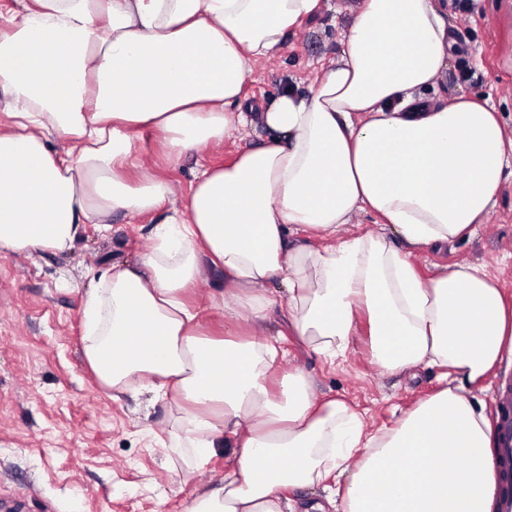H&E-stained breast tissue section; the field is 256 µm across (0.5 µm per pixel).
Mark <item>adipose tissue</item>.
<instances>
[{"instance_id": "1", "label": "adipose tissue", "mask_w": 512, "mask_h": 512, "mask_svg": "<svg viewBox=\"0 0 512 512\" xmlns=\"http://www.w3.org/2000/svg\"><path fill=\"white\" fill-rule=\"evenodd\" d=\"M19 3L0 28V254L63 253L84 225L165 211L151 252L100 271L84 355L112 394L173 396L171 451L202 466L230 449L187 512H287V491L332 479L345 482L329 488L335 512H493L498 441L467 388L512 357V299L483 268L426 280L386 236L346 230L368 212L410 245L445 246L487 222L512 176V136L488 101L419 97L452 49L436 0H361L310 93L258 114L244 107L248 60L275 54L320 0ZM256 122L266 141L203 166L180 203L139 170L143 132L175 166ZM204 258L224 272L214 310L264 318L283 275L289 324L315 350L344 355L363 318L383 370L440 368L449 385L367 434L285 369L277 340L203 332L189 295Z\"/></svg>"}]
</instances>
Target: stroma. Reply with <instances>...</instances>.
<instances>
[{
    "label": "stroma",
    "instance_id": "35a3bbf8",
    "mask_svg": "<svg viewBox=\"0 0 512 512\" xmlns=\"http://www.w3.org/2000/svg\"><path fill=\"white\" fill-rule=\"evenodd\" d=\"M444 2L454 49L424 99H491L512 135V0H473L466 18L456 0ZM357 4L321 0L319 11L275 55L249 61L248 104L259 112L286 90L309 93L338 58L340 32ZM266 136L259 126L246 139H225L173 167L165 160L164 141L146 132L138 157L144 173L170 181L184 196L200 165L227 162ZM163 218L160 212L134 220L117 214L108 230L84 225L68 252L0 255V512H186L232 462V454L222 452L198 469L190 452L165 449L179 416L174 401L150 393L112 398L85 361L83 308L94 273L151 251V230ZM413 261L425 279L457 262L485 266L512 295V177L503 181L488 223L448 246L415 251ZM223 285V273L211 269L197 285L193 299L204 328L232 330L247 321L209 309L210 294ZM269 291L278 305L262 329L282 334L287 366L304 370L319 400L349 404L369 431L393 427L404 411L440 388L436 368L385 373L370 354L363 320L345 358L330 361L288 335L280 310L287 300L283 284L274 282Z\"/></svg>",
    "mask_w": 512,
    "mask_h": 512
}]
</instances>
